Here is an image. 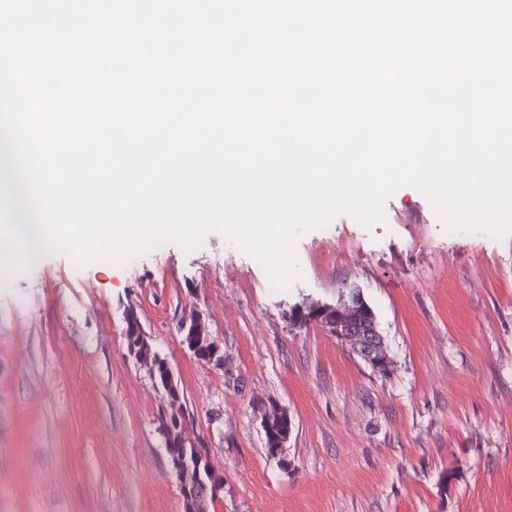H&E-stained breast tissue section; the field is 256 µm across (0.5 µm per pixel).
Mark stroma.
Returning <instances> with one entry per match:
<instances>
[{
	"label": "stroma",
	"instance_id": "1",
	"mask_svg": "<svg viewBox=\"0 0 512 512\" xmlns=\"http://www.w3.org/2000/svg\"><path fill=\"white\" fill-rule=\"evenodd\" d=\"M385 211L370 229L341 215L303 234L287 291L216 233L123 268L44 254L0 283V512H183L158 431L166 398L127 352L130 308L224 481L210 512H512V234L445 230L410 187ZM352 286L388 374L288 322ZM190 318L223 366L187 349ZM275 411L290 420L281 461L261 427Z\"/></svg>",
	"mask_w": 512,
	"mask_h": 512
}]
</instances>
